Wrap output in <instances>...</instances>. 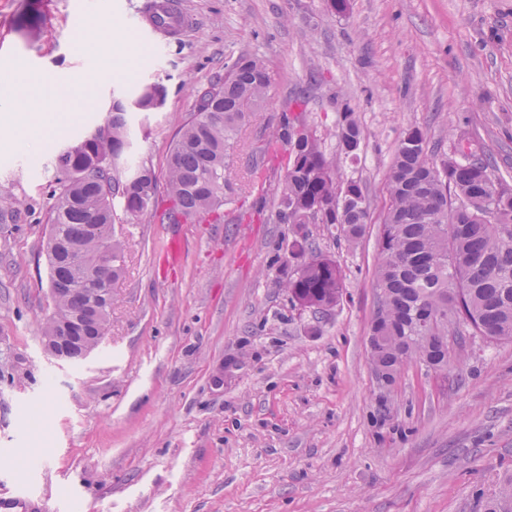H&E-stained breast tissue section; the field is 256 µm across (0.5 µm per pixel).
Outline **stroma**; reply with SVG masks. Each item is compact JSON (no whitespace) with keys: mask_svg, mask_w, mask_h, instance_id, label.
Instances as JSON below:
<instances>
[{"mask_svg":"<svg viewBox=\"0 0 512 512\" xmlns=\"http://www.w3.org/2000/svg\"><path fill=\"white\" fill-rule=\"evenodd\" d=\"M149 0H0V80L73 79L81 137L112 101L160 82L156 111L130 116L134 157L165 181L198 91L225 65L261 56L268 99L243 127L219 217L116 230L125 272L102 345L63 363L42 349L52 312L45 243L58 145L30 160L0 150V498L45 512H485L512 482V342L449 341L447 368L404 365L381 385L368 354L388 176L406 129L439 154L460 138L512 188V0H179L191 27L159 49L127 24ZM44 18L35 37L21 23ZM337 157L343 104L363 140L368 224L357 244L305 231L336 261L343 295L316 313L293 303L281 264L292 227L271 197L285 175L252 168L289 100ZM180 264L164 268L171 238Z\"/></svg>","mask_w":512,"mask_h":512,"instance_id":"1","label":"stroma"}]
</instances>
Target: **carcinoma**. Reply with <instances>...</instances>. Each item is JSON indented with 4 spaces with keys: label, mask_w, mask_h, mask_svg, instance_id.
Segmentation results:
<instances>
[{
    "label": "carcinoma",
    "mask_w": 512,
    "mask_h": 512,
    "mask_svg": "<svg viewBox=\"0 0 512 512\" xmlns=\"http://www.w3.org/2000/svg\"><path fill=\"white\" fill-rule=\"evenodd\" d=\"M270 86L263 61L241 56L199 92L192 118L181 126L170 151V204L162 210L156 205L154 171L146 162L132 160L129 112L157 109L166 96L164 85L146 86L130 104L113 103L106 121L109 137L87 135L72 142L75 150L57 155L50 236L57 241L74 238L85 224L95 225V232L82 239L87 266L65 272L77 280L79 291L56 296L43 335L74 318L86 320L88 337L107 325L109 315L97 322L89 316L98 303L96 282L102 270L95 262L102 249L112 255V280L123 273L124 248L115 230L118 212L136 216L152 210L162 224L220 212L233 136ZM305 104L303 97L288 103L267 141V151L286 168L274 190L279 223L294 229L286 267L309 250L304 231L309 219L332 225L346 241L356 243L369 217L360 181L342 177L317 131L308 127L304 135L295 134L294 120ZM334 136L339 154L357 161L362 129L352 108L340 113ZM435 156L428 134L411 127L397 146L389 173L391 204L382 224L375 280L385 303L376 309L370 329L372 351L388 370L419 355L434 359L439 369L448 367V325L434 320L450 305L472 335L512 342V190L496 187L488 158L463 140L454 144L451 156L438 162ZM283 286L292 301L317 311L334 308L343 291L337 263L314 253L286 276Z\"/></svg>",
    "instance_id": "obj_1"
}]
</instances>
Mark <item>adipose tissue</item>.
<instances>
[{
  "label": "adipose tissue",
  "instance_id": "adipose-tissue-1",
  "mask_svg": "<svg viewBox=\"0 0 512 512\" xmlns=\"http://www.w3.org/2000/svg\"><path fill=\"white\" fill-rule=\"evenodd\" d=\"M72 87L50 79L25 88L0 90V141L12 153L32 155L57 139L76 122L74 112L56 111L55 105L70 99Z\"/></svg>",
  "mask_w": 512,
  "mask_h": 512
}]
</instances>
